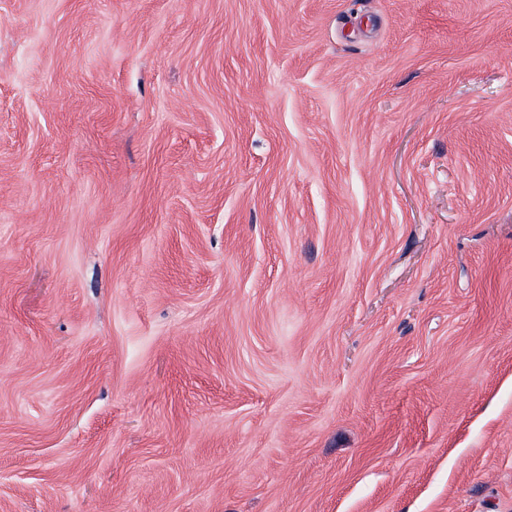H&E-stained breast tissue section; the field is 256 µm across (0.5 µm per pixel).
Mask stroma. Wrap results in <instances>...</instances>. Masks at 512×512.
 <instances>
[{
    "label": "stroma",
    "mask_w": 512,
    "mask_h": 512,
    "mask_svg": "<svg viewBox=\"0 0 512 512\" xmlns=\"http://www.w3.org/2000/svg\"><path fill=\"white\" fill-rule=\"evenodd\" d=\"M0 512H512V0H0Z\"/></svg>",
    "instance_id": "1"
}]
</instances>
